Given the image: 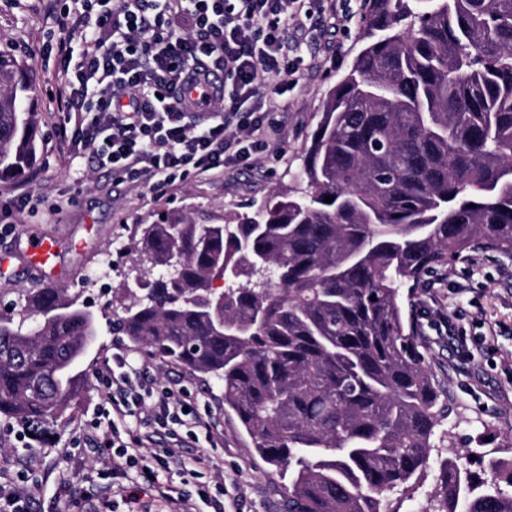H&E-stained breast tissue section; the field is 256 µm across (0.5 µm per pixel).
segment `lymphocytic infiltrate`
I'll return each mask as SVG.
<instances>
[{"label": "lymphocytic infiltrate", "mask_w": 512, "mask_h": 512, "mask_svg": "<svg viewBox=\"0 0 512 512\" xmlns=\"http://www.w3.org/2000/svg\"><path fill=\"white\" fill-rule=\"evenodd\" d=\"M319 0H70L56 41L60 78L52 92L66 122L58 148L90 154L98 168L132 184L157 189L189 175L220 176L253 156L279 152L263 101L267 82L288 74V33L296 17ZM221 72L227 86L206 104L180 94ZM95 377L106 389L114 476H200L218 471L208 455L183 454L185 439L207 424L189 408L179 386L156 390L136 353L113 355ZM181 433L166 448L147 452L157 428Z\"/></svg>", "instance_id": "f902f5d3"}]
</instances>
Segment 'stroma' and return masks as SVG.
Listing matches in <instances>:
<instances>
[{
	"mask_svg": "<svg viewBox=\"0 0 512 512\" xmlns=\"http://www.w3.org/2000/svg\"><path fill=\"white\" fill-rule=\"evenodd\" d=\"M50 3L0 0V51L30 66L36 87L30 110L39 129L36 163L22 179L0 180V197L28 191L39 201L36 211L15 212L11 225L0 228V259L9 261L8 268L0 270V298L7 302L43 285L39 272L23 263L27 237L68 243L61 257L63 287L77 296L107 259L112 271L105 283L110 288L118 285L128 272L120 256L123 246L136 234L139 222L154 214L184 208L214 215L251 214L273 194L293 186L326 94L360 48L361 0H327L322 16L297 22L289 33L295 44L289 57L297 70L287 77V91L266 92L269 118L280 129L285 155L261 154L254 165L226 169L220 177L191 175L177 186L148 190L115 181L86 158L67 165L56 150L61 116L50 111L46 95L55 85V71L44 66L41 56L56 29ZM413 310L431 340V369L449 406L436 429L445 445L433 450L429 468L412 489L388 494L389 512H413L417 507L427 512L428 493L439 489V461L452 452L512 460V259L492 250L472 253L419 289ZM128 347L122 337L100 329L81 362L84 392L66 419L41 439L13 426L12 437L0 446V464L28 467L29 482L36 487L32 512H94L103 501L111 512H166L155 491L157 483L166 481L179 486L198 512H214L198 495L199 481L163 473L153 480L136 472L116 479L105 457L78 447L79 438L86 435L104 440L108 429L97 426L96 411L106 402V390L94 370L116 350ZM147 367L158 384L184 386L198 415L212 426L213 440H187L184 454L193 458L205 452L222 460L224 512H283L288 480L256 455L236 421L225 414L222 386L171 361L151 358ZM93 467L100 470V478L84 481L83 472Z\"/></svg>",
	"mask_w": 512,
	"mask_h": 512,
	"instance_id": "35a3bbf8",
	"label": "stroma"
}]
</instances>
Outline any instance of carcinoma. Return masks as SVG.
<instances>
[{
	"instance_id": "cac0c4a2",
	"label": "carcinoma",
	"mask_w": 512,
	"mask_h": 512,
	"mask_svg": "<svg viewBox=\"0 0 512 512\" xmlns=\"http://www.w3.org/2000/svg\"><path fill=\"white\" fill-rule=\"evenodd\" d=\"M362 48L298 178L250 216L143 224L112 327L206 375L288 474V512H387L429 465L446 404L402 290L490 248L512 257V0H364ZM30 73L0 52V178L37 157ZM333 198L330 203L326 197ZM376 300H371V297ZM0 317V421L35 436L79 399L96 316L62 289ZM432 512H512L500 482L440 461Z\"/></svg>"
}]
</instances>
